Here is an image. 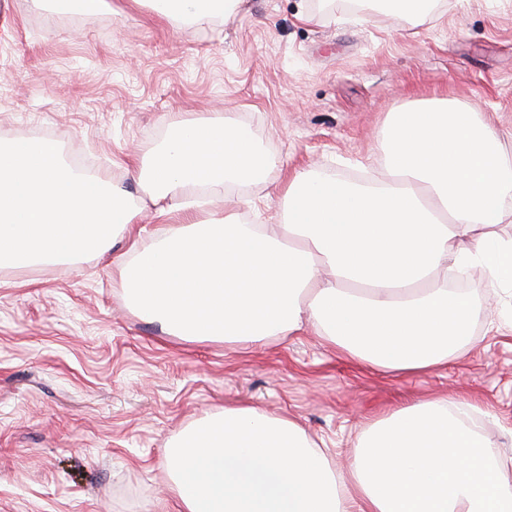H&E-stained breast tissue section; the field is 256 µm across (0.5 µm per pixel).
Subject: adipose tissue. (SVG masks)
I'll use <instances>...</instances> for the list:
<instances>
[{
  "label": "adipose tissue",
  "instance_id": "obj_1",
  "mask_svg": "<svg viewBox=\"0 0 512 512\" xmlns=\"http://www.w3.org/2000/svg\"><path fill=\"white\" fill-rule=\"evenodd\" d=\"M170 22L230 17L239 0H160ZM387 178L356 186L298 173L284 223L200 219L198 194L253 183L273 165L230 119L174 121L142 183L178 225L131 246L124 294L169 333L233 345L312 328L355 363L420 372L470 336L468 294L448 274L482 265L512 288V161L487 122L451 100L392 113ZM468 402L419 400L357 440L347 479L300 426L230 407L182 431L168 450L176 512H512V477L495 442L468 424Z\"/></svg>",
  "mask_w": 512,
  "mask_h": 512
}]
</instances>
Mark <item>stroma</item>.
Here are the masks:
<instances>
[{"label": "stroma", "mask_w": 512, "mask_h": 512, "mask_svg": "<svg viewBox=\"0 0 512 512\" xmlns=\"http://www.w3.org/2000/svg\"><path fill=\"white\" fill-rule=\"evenodd\" d=\"M349 0H242L175 26L147 0L70 14L0 0V142L57 145L73 170L145 197L138 175L170 121L232 116L274 158L209 213L280 224L296 172L386 178L392 112L456 99L512 159V0H437L418 18ZM119 243L0 265V512H175L167 448L231 406L297 421L348 473L370 422L430 397L491 410L512 469V291L469 269L473 343L423 374L357 365L312 330L230 346L172 336L129 305Z\"/></svg>", "instance_id": "obj_1"}]
</instances>
